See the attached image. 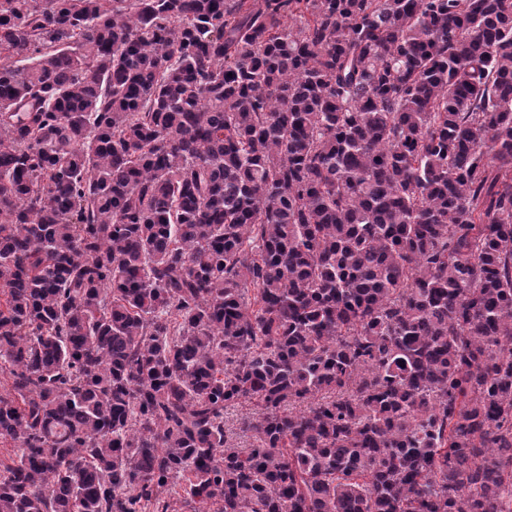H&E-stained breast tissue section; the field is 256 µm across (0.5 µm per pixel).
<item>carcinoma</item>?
<instances>
[{
    "instance_id": "1",
    "label": "carcinoma",
    "mask_w": 512,
    "mask_h": 512,
    "mask_svg": "<svg viewBox=\"0 0 512 512\" xmlns=\"http://www.w3.org/2000/svg\"><path fill=\"white\" fill-rule=\"evenodd\" d=\"M0 381V512H512V0H0ZM252 412L253 410L251 406L246 404L231 409L224 415V428L226 430V434L239 448H247L250 443V439L247 436H243L239 431V422L241 418L250 415Z\"/></svg>"
}]
</instances>
